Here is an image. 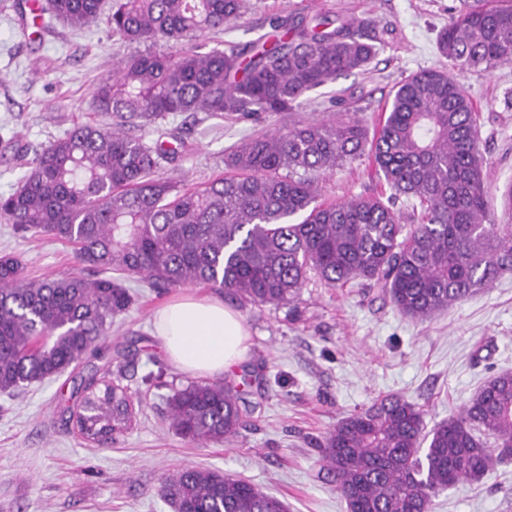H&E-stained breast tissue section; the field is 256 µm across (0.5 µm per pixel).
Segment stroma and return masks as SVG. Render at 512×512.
Listing matches in <instances>:
<instances>
[{
  "mask_svg": "<svg viewBox=\"0 0 512 512\" xmlns=\"http://www.w3.org/2000/svg\"><path fill=\"white\" fill-rule=\"evenodd\" d=\"M16 0H0V194L22 174L14 154L35 151L75 125H108L96 111L93 90L115 58L140 51L112 36L106 23L76 29L43 18L27 23ZM238 25L191 44L205 53L225 42L246 44L268 36L280 16L316 13L375 23L377 54L364 71L309 93L294 112L261 121L176 114L159 125L130 128L152 139L156 127L173 130L186 155L164 165L162 176L195 186L224 171V153L242 137L272 133L309 119L360 121L377 126L395 87L426 69L447 67L437 49L440 32L460 0H245ZM461 82L478 118L479 148L490 215L512 224V63L465 74ZM326 202L382 196L405 223L412 206L394 195L366 160L336 168L320 180ZM21 254L30 278L78 272L72 249L43 234L22 235L0 219V253ZM133 305L114 318L97 354L63 374L0 395V512H171L160 496L167 476L186 466L246 479L288 505V512H347L334 477L319 461L318 443L343 417L388 395L421 407L434 427L466 404L493 374L512 371V276L496 281L430 321L402 315L381 288L357 279L343 288L310 277L288 306L230 301L250 333L244 361L230 380L254 377L244 390L247 423L232 441L188 445L167 419L166 398L190 382L160 350L153 314L185 294L213 289L187 285L160 293L131 280ZM129 353L126 384L139 411L115 440L91 444L62 416L80 400L81 379L100 356ZM434 512H512V461L482 481L461 482L440 494Z\"/></svg>",
  "mask_w": 512,
  "mask_h": 512,
  "instance_id": "1",
  "label": "stroma"
}]
</instances>
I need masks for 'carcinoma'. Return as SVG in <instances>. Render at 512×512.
<instances>
[{
	"label": "carcinoma",
	"instance_id": "carcinoma-1",
	"mask_svg": "<svg viewBox=\"0 0 512 512\" xmlns=\"http://www.w3.org/2000/svg\"><path fill=\"white\" fill-rule=\"evenodd\" d=\"M74 28L108 11L112 35L183 45L240 21L244 0H47ZM370 20L318 14L283 19L271 46L259 40L208 53L144 51L113 62L94 90L112 124H82L32 159L0 195V218L21 234L73 246L89 269L116 278L27 277L23 259L0 255V391L52 378L96 351L126 311L127 278L166 290L204 285L244 305L285 306L313 271L329 287L375 282L404 315L428 321L512 275V224L489 217L476 113L457 75L512 63V0H465L438 37L448 69L401 82L373 136L357 121H310L243 137L225 154L230 174L196 189L157 174L184 142L126 133L137 119L186 112L250 119L292 112L304 97L363 70L375 53ZM367 157L399 195L420 206L416 224L392 205L317 203L319 177ZM79 434L106 442L136 417L127 388L91 370ZM168 419L191 445L235 438L244 426L237 386L191 382L168 398ZM512 459V373L492 376L448 420L425 431L424 411L396 395L342 418L323 466L347 512H433L460 481L479 482ZM172 512H287L279 498L232 474L185 467L169 476Z\"/></svg>",
	"mask_w": 512,
	"mask_h": 512
}]
</instances>
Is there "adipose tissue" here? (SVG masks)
Segmentation results:
<instances>
[{
    "instance_id": "adipose-tissue-1",
    "label": "adipose tissue",
    "mask_w": 512,
    "mask_h": 512,
    "mask_svg": "<svg viewBox=\"0 0 512 512\" xmlns=\"http://www.w3.org/2000/svg\"><path fill=\"white\" fill-rule=\"evenodd\" d=\"M167 358L193 376H220L243 360L249 332L243 318L216 298L186 297L154 315Z\"/></svg>"
}]
</instances>
